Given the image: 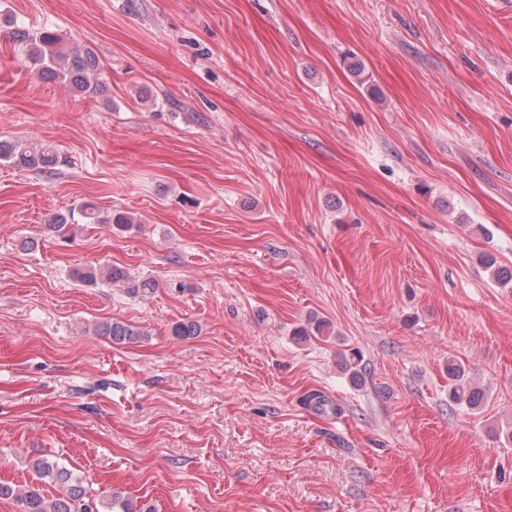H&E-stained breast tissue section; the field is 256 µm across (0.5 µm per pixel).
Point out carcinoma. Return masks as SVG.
I'll return each instance as SVG.
<instances>
[{
	"label": "carcinoma",
	"mask_w": 512,
	"mask_h": 512,
	"mask_svg": "<svg viewBox=\"0 0 512 512\" xmlns=\"http://www.w3.org/2000/svg\"><path fill=\"white\" fill-rule=\"evenodd\" d=\"M12 38L22 47L27 60L40 75L61 82L75 95L91 96L100 91L102 68L97 56L88 46L68 43L49 29L33 32L25 27H17L12 31ZM0 161L17 168L45 171L53 169L59 163V157L48 144L0 140ZM84 224H113L121 229H128L134 224V219L131 214L122 210H114L103 216L95 204L84 202L77 208L54 215L48 227L58 237L70 239ZM482 262L492 271L496 281H512V273H506V269L498 265L494 256L486 255ZM75 277L85 284H95L101 279L112 283L123 281L134 292L155 288L151 280H130L124 271L112 267L107 268L103 276L95 269H88L76 272ZM99 329L116 343L133 340L142 335L141 331L120 322L102 324ZM448 379V396L451 402L471 410L481 407L484 393L472 383L462 365L448 361ZM32 467L38 480L61 488L58 496L48 497L38 486L17 489L0 482V499L14 498L20 501L22 512H99L95 499L82 481L72 471L60 465L52 455L44 454L35 459ZM109 512L155 510L148 505L138 507L128 500L114 496L109 503Z\"/></svg>",
	"instance_id": "obj_1"
}]
</instances>
